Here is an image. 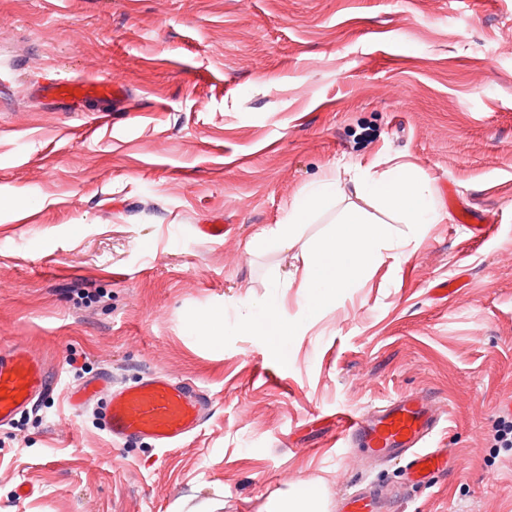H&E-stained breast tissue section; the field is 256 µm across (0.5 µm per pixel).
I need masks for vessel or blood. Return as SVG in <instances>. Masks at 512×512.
<instances>
[{
    "instance_id": "1",
    "label": "vessel or blood",
    "mask_w": 512,
    "mask_h": 512,
    "mask_svg": "<svg viewBox=\"0 0 512 512\" xmlns=\"http://www.w3.org/2000/svg\"><path fill=\"white\" fill-rule=\"evenodd\" d=\"M123 83L109 79L69 80L53 77L36 88L39 96L75 106L87 99L106 104L124 96ZM46 362L27 347L0 352V426L12 424L35 400L50 391ZM71 411L95 406L104 431L113 442L150 441L163 448L178 447L194 434L213 409L203 391L168 375L151 373L140 381L113 386L108 375L67 392ZM444 409L427 392L387 401L363 414L340 412L336 427L343 447L358 448L371 464H400L408 476L445 469L444 449L427 447L439 429ZM386 492L368 486L353 493L347 504L355 512H380Z\"/></svg>"
}]
</instances>
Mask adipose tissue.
I'll return each mask as SVG.
<instances>
[{
  "instance_id": "ef3b65f1",
  "label": "adipose tissue",
  "mask_w": 512,
  "mask_h": 512,
  "mask_svg": "<svg viewBox=\"0 0 512 512\" xmlns=\"http://www.w3.org/2000/svg\"><path fill=\"white\" fill-rule=\"evenodd\" d=\"M334 204L339 207L334 227L302 241L303 226ZM376 209L419 230L442 218L432 181L411 163L397 162L379 174L361 169L347 189L336 178L320 180L295 198L282 223L262 233L264 249L292 251L284 277L303 299L307 315L335 302L340 290L358 287L371 269L386 261L396 237L387 222L373 218Z\"/></svg>"
}]
</instances>
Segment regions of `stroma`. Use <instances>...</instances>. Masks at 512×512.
<instances>
[{"mask_svg":"<svg viewBox=\"0 0 512 512\" xmlns=\"http://www.w3.org/2000/svg\"><path fill=\"white\" fill-rule=\"evenodd\" d=\"M54 74L129 101L86 134L101 102L32 95ZM396 158L442 220L302 335L241 331L289 261L248 242L325 174ZM214 308L207 339L192 317ZM17 342L59 383L0 429V512H272L307 479L336 512L404 479L338 447L336 413L420 390L448 472L394 512H512V455L486 441L512 398V0H0V352ZM104 372L198 384L214 413L173 450L116 445L67 403Z\"/></svg>","mask_w":512,"mask_h":512,"instance_id":"obj_1","label":"stroma"}]
</instances>
